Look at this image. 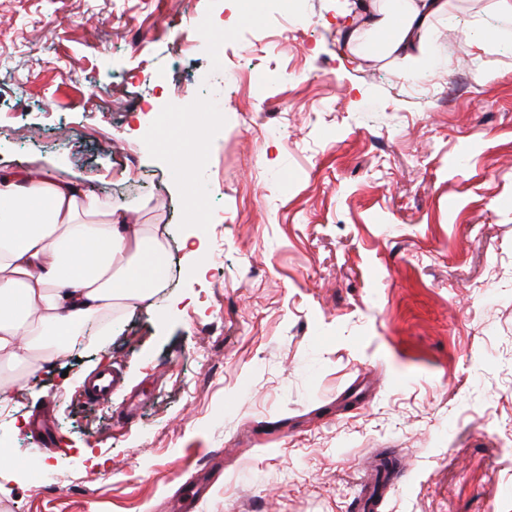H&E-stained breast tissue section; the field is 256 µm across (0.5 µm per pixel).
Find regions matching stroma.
Returning a JSON list of instances; mask_svg holds the SVG:
<instances>
[{"instance_id":"35a3bbf8","label":"stroma","mask_w":512,"mask_h":512,"mask_svg":"<svg viewBox=\"0 0 512 512\" xmlns=\"http://www.w3.org/2000/svg\"><path fill=\"white\" fill-rule=\"evenodd\" d=\"M488 2L427 30L416 86L346 42L359 0H0V169L151 201L169 244L150 310L16 380L0 512L194 487L190 512H362L379 455L406 474L373 512H512V15ZM108 365L122 388L85 402Z\"/></svg>"}]
</instances>
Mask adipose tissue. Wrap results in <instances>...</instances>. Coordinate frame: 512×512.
Returning a JSON list of instances; mask_svg holds the SVG:
<instances>
[{"instance_id":"adipose-tissue-1","label":"adipose tissue","mask_w":512,"mask_h":512,"mask_svg":"<svg viewBox=\"0 0 512 512\" xmlns=\"http://www.w3.org/2000/svg\"><path fill=\"white\" fill-rule=\"evenodd\" d=\"M450 0H403L399 22L366 8L363 24L385 33L381 50L404 73L429 61L425 32ZM156 224L88 195L80 176L0 172V405L12 372L33 376L69 351L73 337L115 310L144 306L163 278L165 246Z\"/></svg>"}]
</instances>
